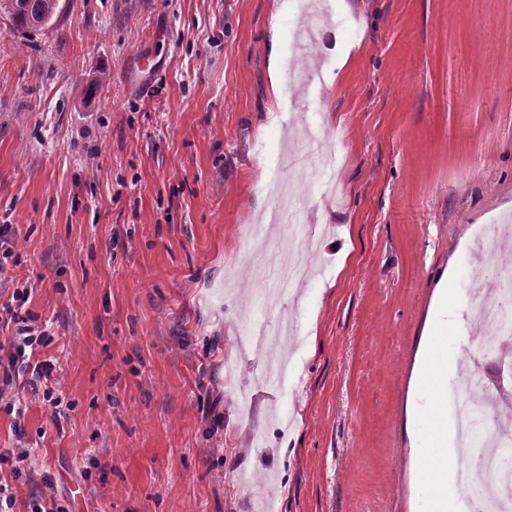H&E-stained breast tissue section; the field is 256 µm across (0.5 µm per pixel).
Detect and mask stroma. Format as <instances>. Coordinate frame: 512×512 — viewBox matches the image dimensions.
Segmentation results:
<instances>
[{
	"label": "stroma",
	"mask_w": 512,
	"mask_h": 512,
	"mask_svg": "<svg viewBox=\"0 0 512 512\" xmlns=\"http://www.w3.org/2000/svg\"><path fill=\"white\" fill-rule=\"evenodd\" d=\"M317 56L274 0H59L49 28L0 11V225L60 369L62 416L28 399L17 512L43 474L69 512H422L435 468L413 420L449 259L512 213V0H321ZM320 68L307 118L272 99L267 42ZM150 58L151 70L141 61ZM107 82L87 92L99 77ZM337 146L309 276L242 346L277 153ZM288 388L263 384L271 353Z\"/></svg>",
	"instance_id": "stroma-1"
}]
</instances>
